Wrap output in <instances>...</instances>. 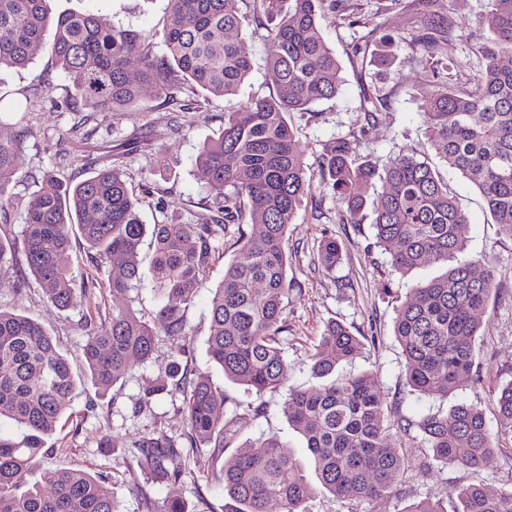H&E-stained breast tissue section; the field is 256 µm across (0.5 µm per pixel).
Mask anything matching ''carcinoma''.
I'll return each mask as SVG.
<instances>
[{"mask_svg":"<svg viewBox=\"0 0 512 512\" xmlns=\"http://www.w3.org/2000/svg\"><path fill=\"white\" fill-rule=\"evenodd\" d=\"M46 2L0 0V70L27 67L47 46L90 112L132 107L145 85L168 94L190 82L214 96L233 95L250 72L240 51L246 26L252 21L267 30L274 92L225 113L224 129L202 145L195 161L199 182L224 195L216 213L197 223L172 219L149 228L117 168L99 169L75 185L46 172L37 190L17 198L8 187L23 163L21 133L0 140V213L22 211L24 265L61 310L75 304L77 292H86L61 262L73 228L110 268L109 288L119 294L140 283L142 245L150 239L157 290L187 305L213 260L212 226L238 224L249 215L256 232L240 237L211 299L208 355L225 378L259 398L282 390L287 364L280 336L287 329L283 297L289 288L285 242L310 191L288 116L336 98L342 85L341 64L319 26L327 0H290L286 12L281 0H256L251 19L241 12V0H164L161 56L129 29L105 27L87 13L53 17ZM420 24L427 30L422 64L435 76L436 34L444 20L428 15ZM480 26L488 41L474 90H458L447 74L420 108L436 156L469 181L499 231L512 239V65L503 61L512 52V0H489ZM393 42L391 33L379 38L376 66H391ZM133 57L140 62L137 83L127 73ZM28 97L26 90L0 94V115L24 127ZM352 151L350 141L336 139L320 162V176L355 222L368 189L377 180L385 184L372 227L376 243L391 248L393 268L406 273L456 259L445 274L410 293L395 317L409 385L445 399L474 374L480 315L498 287V271L488 265L477 272L463 257L466 217L428 161L398 155L380 167L355 161ZM340 252L336 240L321 242L318 256L326 270L336 267ZM160 332L176 346L168 381L147 388L145 402L180 393L191 444L212 443L222 451L224 391L182 364L188 332L180 307L160 306L151 323L128 306L118 307L103 323L91 325L82 346L86 378L105 395L131 361L150 359ZM363 349L362 337L341 323H328L311 354L318 389L291 388L284 403L288 425L303 437L312 457L318 486L342 500L388 497L408 468L405 456L387 447L394 422L372 375L336 371ZM76 384L67 356L38 321L0 309V421L17 429L11 435L0 431V512H119L100 477L83 470H48L42 484L27 483ZM495 402L494 430L482 410L464 403L415 423L407 420L400 428L405 433L417 428L435 459L446 465L480 467L496 453L499 436L512 434V381L498 389ZM139 449V466L153 472L163 471L174 454V444L163 435L142 440ZM222 473L224 512H270L273 505L281 512H306L315 492L277 435L261 437L247 452L224 459ZM453 500L457 507L450 510ZM400 512H512V488L495 493L471 485L414 500Z\"/></svg>","mask_w":512,"mask_h":512,"instance_id":"carcinoma-1","label":"carcinoma"}]
</instances>
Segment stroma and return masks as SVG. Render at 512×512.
<instances>
[{
  "label": "stroma",
  "instance_id": "1",
  "mask_svg": "<svg viewBox=\"0 0 512 512\" xmlns=\"http://www.w3.org/2000/svg\"><path fill=\"white\" fill-rule=\"evenodd\" d=\"M487 7L488 0H336L335 6L325 7L320 26L342 64L341 90L335 99L320 101L289 118L311 184L294 224L288 227L286 243L290 287L283 318L288 330L281 340L290 386L311 387L310 355L326 323L336 320L367 338L362 353L352 362L339 364V372L371 374L394 417L415 421L431 411L465 403L477 406L487 422H494V390L512 380V239L498 235L476 190L435 155L419 109L420 100L434 89L419 64L421 17L432 11L449 20L437 54L456 87L470 90L485 42L477 22ZM47 8L55 15L68 11L95 14L103 25L120 24L147 37L153 53L164 51L163 0H47ZM379 26L395 37L394 63L382 71L370 65L364 51L370 29ZM241 50L251 71L235 96L216 97L190 84L169 96L148 89L135 107L91 116L72 97L69 78L49 50L39 51L29 69L0 74L1 88L30 92L24 161L14 177L13 192L33 191L34 175L45 170L76 182L95 169L116 165L127 176L144 223L157 224L168 217L191 222L208 215L216 210L220 196L193 175L201 145L217 137L226 112L272 90L266 75L265 42L254 27H247ZM340 137L350 139L360 161L370 159L381 165L400 154L428 159L467 217V257L499 272V288L481 316L483 326L476 340L479 376L464 381L448 399L419 394L407 385L405 358L393 330L396 310L410 290L440 275L442 269L426 265L402 274L392 267L389 252L377 245L372 229L371 204L381 194L382 183L370 189V205L359 223L343 220L339 204L319 175L321 158ZM251 229L245 218L240 226L213 236L214 263L185 309L189 344L184 361L190 369L208 373L224 391L225 455L245 452L252 441L275 434L305 464L309 461L305 442L289 428L283 414L285 393L255 398L225 379L208 360L212 292L239 248L240 233ZM328 238L341 246V259L330 272L318 260L319 244ZM63 262L87 288L82 303L64 311L48 301L22 265L0 266V308L41 323L80 379L31 481L40 480L47 467L80 469L105 479L120 512H162L172 495L192 505L208 504L210 512H224L221 463L209 447L191 450L181 395H165L148 404L143 401L145 389L165 376L172 348L167 336H157L152 357L131 362L106 396H98L82 379L84 364L79 352L86 322H103L113 308L123 306L151 318L160 301L151 276H143L139 287L128 293H112L106 269L97 266L93 253L77 235ZM158 433L167 435L177 448L165 462L168 472L179 474L177 482L148 474L137 464L139 443ZM105 435L114 442V449L100 447ZM387 445L404 449L412 461L403 477L401 497L340 501L319 491L308 500L307 512H400L406 496L443 494L470 484L491 491L512 487L511 436L500 438L495 456L478 470L436 460L415 429L408 433L393 430Z\"/></svg>",
  "mask_w": 512,
  "mask_h": 512
}]
</instances>
